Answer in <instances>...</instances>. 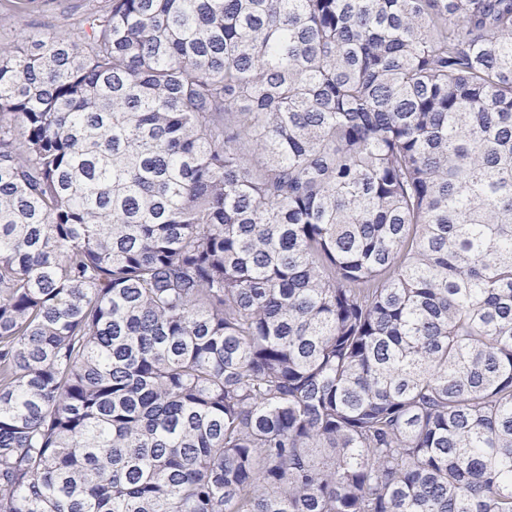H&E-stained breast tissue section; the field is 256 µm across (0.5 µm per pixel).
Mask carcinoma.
<instances>
[{
  "label": "carcinoma",
  "mask_w": 512,
  "mask_h": 512,
  "mask_svg": "<svg viewBox=\"0 0 512 512\" xmlns=\"http://www.w3.org/2000/svg\"><path fill=\"white\" fill-rule=\"evenodd\" d=\"M71 27L0 47V512H512V0Z\"/></svg>",
  "instance_id": "obj_1"
}]
</instances>
